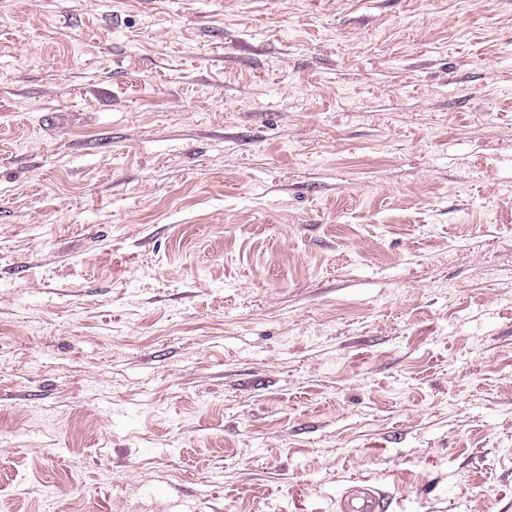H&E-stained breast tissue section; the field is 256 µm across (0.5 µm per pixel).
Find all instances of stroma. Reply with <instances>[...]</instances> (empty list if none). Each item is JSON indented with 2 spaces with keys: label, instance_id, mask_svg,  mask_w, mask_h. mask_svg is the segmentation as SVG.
I'll use <instances>...</instances> for the list:
<instances>
[{
  "label": "stroma",
  "instance_id": "35a3bbf8",
  "mask_svg": "<svg viewBox=\"0 0 512 512\" xmlns=\"http://www.w3.org/2000/svg\"><path fill=\"white\" fill-rule=\"evenodd\" d=\"M512 512V0H0V512ZM339 506L341 512H385L387 502L379 490L353 485L342 497Z\"/></svg>",
  "mask_w": 512,
  "mask_h": 512
}]
</instances>
